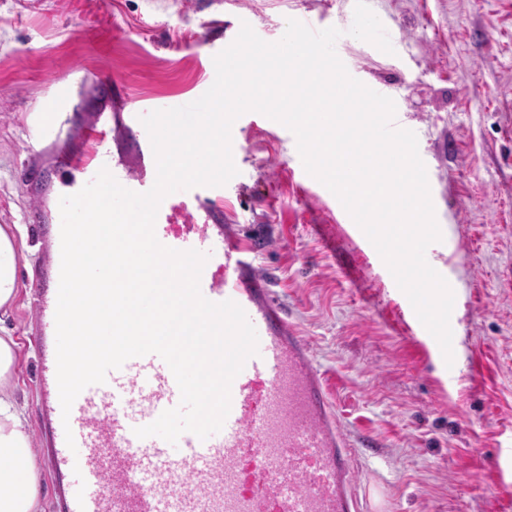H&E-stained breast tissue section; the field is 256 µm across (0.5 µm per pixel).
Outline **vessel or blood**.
I'll list each match as a JSON object with an SVG mask.
<instances>
[{
	"instance_id": "b4317fda",
	"label": "vessel or blood",
	"mask_w": 512,
	"mask_h": 512,
	"mask_svg": "<svg viewBox=\"0 0 512 512\" xmlns=\"http://www.w3.org/2000/svg\"><path fill=\"white\" fill-rule=\"evenodd\" d=\"M88 149L61 156L78 192L102 167L127 189L145 192L154 178L112 163L105 127L90 125ZM188 197L198 214L175 215L163 200L155 222L160 243L205 253L200 289L213 302L241 306L259 337L231 385V407L222 429L206 439L183 433V452L173 455L158 436L138 438L135 428L177 407L172 371L158 355L127 360L104 383L85 388L63 413L56 350L45 349L39 367L41 404L49 416L57 468L73 476L65 512H369L354 476L356 449L344 433L324 375L309 346L275 301L267 278L246 259L249 240L220 229L223 187H194ZM35 318L43 335L55 336V309L42 281ZM74 445H67L66 435Z\"/></svg>"
}]
</instances>
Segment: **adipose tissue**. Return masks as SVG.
Masks as SVG:
<instances>
[{"label":"adipose tissue","mask_w":512,"mask_h":512,"mask_svg":"<svg viewBox=\"0 0 512 512\" xmlns=\"http://www.w3.org/2000/svg\"><path fill=\"white\" fill-rule=\"evenodd\" d=\"M19 291L18 253L11 225H0V316ZM17 344L0 325V512H43L41 474L27 421L15 396Z\"/></svg>","instance_id":"1"}]
</instances>
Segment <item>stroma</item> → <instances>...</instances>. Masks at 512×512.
I'll list each match as a JSON object with an SVG mask.
<instances>
[{
  "instance_id": "obj_1",
  "label": "stroma",
  "mask_w": 512,
  "mask_h": 512,
  "mask_svg": "<svg viewBox=\"0 0 512 512\" xmlns=\"http://www.w3.org/2000/svg\"><path fill=\"white\" fill-rule=\"evenodd\" d=\"M298 15L340 30L349 74L387 87L417 136L443 236L426 259L455 286L453 364L404 323L408 298L363 232L337 220L335 196L295 173L285 126L236 119L223 224L253 240V269L329 378L359 482L386 494L380 512H512V472L496 466L512 459V0H0V225L23 227L9 325L44 512H60L67 480L36 390L32 282L52 254L47 225L30 222L33 199L64 192L56 157L80 150L92 122L138 165L129 113L197 100L242 23L273 43ZM363 17L396 37L393 50L356 37ZM58 76L70 101L44 138L37 117Z\"/></svg>"
}]
</instances>
